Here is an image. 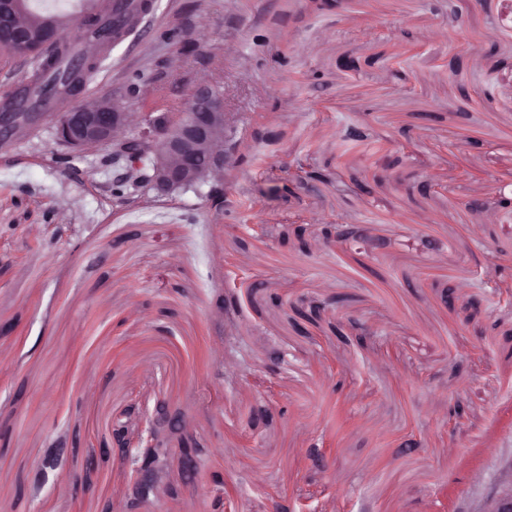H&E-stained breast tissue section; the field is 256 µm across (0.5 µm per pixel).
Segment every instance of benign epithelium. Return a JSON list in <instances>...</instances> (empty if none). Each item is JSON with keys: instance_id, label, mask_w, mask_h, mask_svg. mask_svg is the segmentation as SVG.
Wrapping results in <instances>:
<instances>
[{"instance_id": "1", "label": "benign epithelium", "mask_w": 512, "mask_h": 512, "mask_svg": "<svg viewBox=\"0 0 512 512\" xmlns=\"http://www.w3.org/2000/svg\"><path fill=\"white\" fill-rule=\"evenodd\" d=\"M19 0H0V50L18 57L29 55L32 41L17 19ZM126 95H112V108L73 105L64 112H1L0 145L13 141L36 126L55 121L58 142L81 155L110 146L112 158L128 162L121 180L131 184L133 194L169 195L182 187L204 185L209 175L220 173L228 164L224 141L230 123L224 112L221 91L212 84L197 85L191 91L185 112H144L131 126ZM180 417L169 414L158 403L150 409L132 406L112 422L110 450L135 462L133 487L155 495L158 492L157 457L163 447L162 435L180 431ZM178 456L182 470L192 473L198 452L188 444L168 449ZM475 512H512V478L486 496Z\"/></svg>"}]
</instances>
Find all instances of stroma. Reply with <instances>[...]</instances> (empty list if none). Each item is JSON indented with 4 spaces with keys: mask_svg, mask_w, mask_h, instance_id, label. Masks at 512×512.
Listing matches in <instances>:
<instances>
[{
    "mask_svg": "<svg viewBox=\"0 0 512 512\" xmlns=\"http://www.w3.org/2000/svg\"><path fill=\"white\" fill-rule=\"evenodd\" d=\"M202 81L219 200L115 203L111 148L70 161L50 123L0 148V504L125 506L132 462L84 461L160 397L199 467L133 512H476L512 475V0H153L73 101L182 112Z\"/></svg>",
    "mask_w": 512,
    "mask_h": 512,
    "instance_id": "obj_1",
    "label": "stroma"
}]
</instances>
